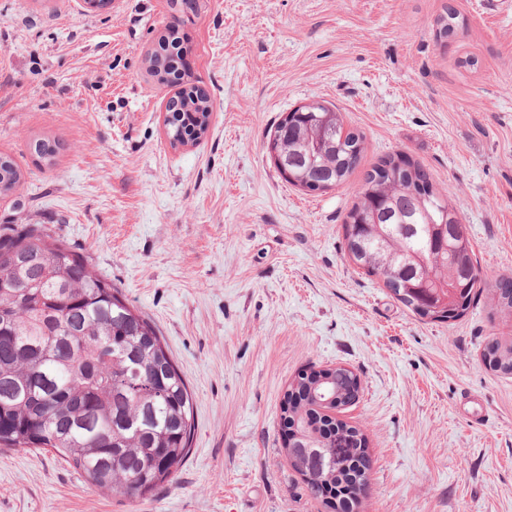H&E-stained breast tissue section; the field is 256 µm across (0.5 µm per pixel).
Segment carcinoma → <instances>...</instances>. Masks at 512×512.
Masks as SVG:
<instances>
[{"instance_id": "obj_1", "label": "carcinoma", "mask_w": 512, "mask_h": 512, "mask_svg": "<svg viewBox=\"0 0 512 512\" xmlns=\"http://www.w3.org/2000/svg\"><path fill=\"white\" fill-rule=\"evenodd\" d=\"M175 27L157 40L146 58L161 85L178 79L174 62L183 49ZM282 117L271 139L296 175L290 184L310 188L319 169L333 171L339 186L359 166L364 139L347 131L340 113L320 102ZM213 105L210 96L186 81L171 97L166 135L171 146L204 137ZM22 180L15 162L0 157V192ZM346 223L360 224L346 239L352 260L379 277L386 288L406 276L436 267L433 287L457 285L458 294L440 312L426 308L411 291L393 295L429 321L463 317L483 275L473 259L465 225L433 188L420 164L389 156L364 172ZM87 257L34 224L0 235V447L44 449L64 460L89 484L117 499L141 498L167 481L190 450L193 397L155 326L118 296L112 283L86 276ZM492 299L512 312V282L496 279ZM512 374V339L495 338ZM357 374L345 367L309 369L288 385L280 419L302 448L327 457L326 446L343 438L347 457L339 465L307 473L293 460L330 512H357L366 481L367 440L355 427L332 417L335 403L351 404Z\"/></svg>"}]
</instances>
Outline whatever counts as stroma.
<instances>
[{"label": "stroma", "mask_w": 512, "mask_h": 512, "mask_svg": "<svg viewBox=\"0 0 512 512\" xmlns=\"http://www.w3.org/2000/svg\"><path fill=\"white\" fill-rule=\"evenodd\" d=\"M451 9L463 24L440 36ZM173 20L213 99L206 136L178 150L177 88L143 65ZM315 101L363 136L362 169L423 165L483 274L512 277V0H0V154L23 173L0 225L30 219L86 255L195 399L190 452L151 495L3 448L0 512H327L282 452L281 402L312 366L360 378L336 411L368 442L359 512H512V375L483 360L512 318L483 291L458 320L420 319L349 259L360 175L310 192L268 152Z\"/></svg>", "instance_id": "stroma-1"}]
</instances>
